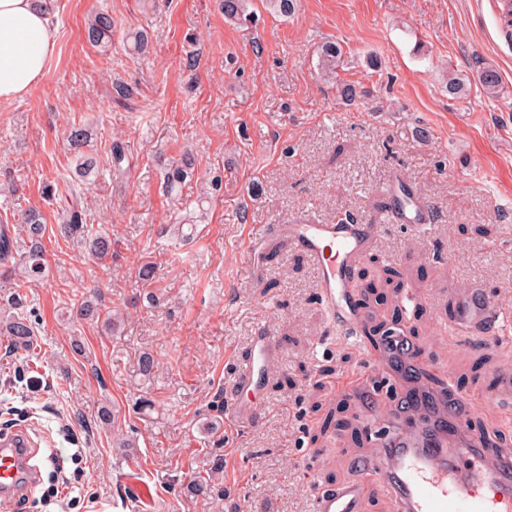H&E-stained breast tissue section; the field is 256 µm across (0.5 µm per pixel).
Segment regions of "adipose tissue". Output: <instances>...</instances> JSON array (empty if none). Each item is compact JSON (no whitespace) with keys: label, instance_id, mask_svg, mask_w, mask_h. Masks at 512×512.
<instances>
[{"label":"adipose tissue","instance_id":"ef3b65f1","mask_svg":"<svg viewBox=\"0 0 512 512\" xmlns=\"http://www.w3.org/2000/svg\"><path fill=\"white\" fill-rule=\"evenodd\" d=\"M54 36L41 0H0V101L24 97L45 80Z\"/></svg>","mask_w":512,"mask_h":512}]
</instances>
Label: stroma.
I'll return each mask as SVG.
<instances>
[{
	"instance_id": "35a3bbf8",
	"label": "stroma",
	"mask_w": 512,
	"mask_h": 512,
	"mask_svg": "<svg viewBox=\"0 0 512 512\" xmlns=\"http://www.w3.org/2000/svg\"><path fill=\"white\" fill-rule=\"evenodd\" d=\"M250 9L255 20L243 28L218 0H54L46 79L0 102V216L17 235L23 214L39 211L49 261L23 290L38 315L32 347L12 349L0 335V435H29L40 468L0 512H314L319 493L362 478L372 420L398 418L418 391L474 401L468 444H512V349L498 345L512 337V27L503 0H300L289 18L264 0ZM101 10L114 22L106 48L85 38ZM142 29L149 48L138 55L127 37ZM328 41L344 48L340 78L370 98L346 103L319 76L317 50ZM482 67L499 73L501 93L481 87ZM452 78L463 93L446 91ZM79 122L98 160L84 186L87 221L115 243L103 261L61 237L53 219L68 203L75 160L66 137ZM419 127L429 140L416 138ZM116 142L126 154L120 178ZM185 152L195 183L222 181L188 243L158 234L175 217L158 160ZM402 184L428 205L431 223L400 224L380 209ZM347 214L379 228L349 269L352 330L322 303L316 264L280 231ZM390 268L400 287L386 284ZM93 284L123 317L115 335L75 315ZM476 288L504 317L480 346L448 329ZM389 333L406 336L414 356L389 358ZM264 334L275 344L257 417L228 406L208 433L211 400L231 389ZM144 352L156 368L143 385L135 368ZM143 397L151 410H139ZM106 404L107 426L98 419ZM129 438L135 447H121ZM54 451L69 507L48 497ZM205 473L229 499L188 495Z\"/></svg>"
}]
</instances>
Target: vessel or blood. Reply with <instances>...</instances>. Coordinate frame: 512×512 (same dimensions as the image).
Here are the masks:
<instances>
[{"instance_id": "1", "label": "vessel or blood", "mask_w": 512, "mask_h": 512, "mask_svg": "<svg viewBox=\"0 0 512 512\" xmlns=\"http://www.w3.org/2000/svg\"><path fill=\"white\" fill-rule=\"evenodd\" d=\"M286 230L316 262L322 301L339 322L356 323L348 271L373 236V229L339 220L290 224ZM466 314L493 324L500 310L479 293ZM270 347L269 337H258L251 360L241 368L230 392L232 400L257 388ZM414 412L427 416L426 428L393 432L362 462L363 470L391 494L397 512H512V446L504 444L493 450L465 446L456 398H449L447 411L428 404L415 407ZM31 457L30 449L22 447L17 436L0 437V493L13 492L27 481ZM364 489L362 482L354 480L321 493L315 512H358Z\"/></svg>"}]
</instances>
